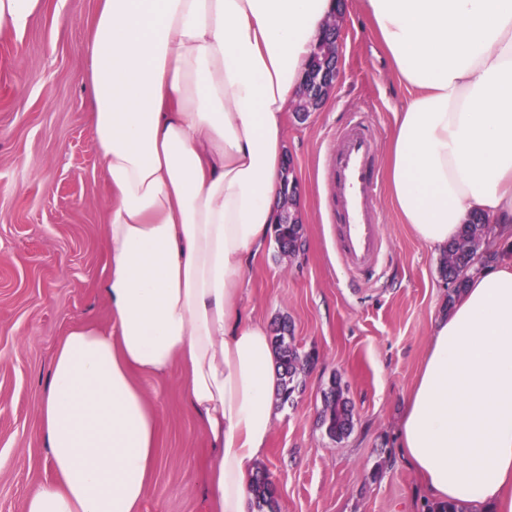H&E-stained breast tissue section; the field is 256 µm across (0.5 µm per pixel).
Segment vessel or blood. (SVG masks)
Returning <instances> with one entry per match:
<instances>
[{
    "label": "vessel or blood",
    "mask_w": 512,
    "mask_h": 512,
    "mask_svg": "<svg viewBox=\"0 0 512 512\" xmlns=\"http://www.w3.org/2000/svg\"><path fill=\"white\" fill-rule=\"evenodd\" d=\"M374 147L369 126L360 123L337 135L332 153L336 175V212L332 221L340 228L342 258L360 272L372 271L384 244L375 202Z\"/></svg>",
    "instance_id": "b4317fda"
}]
</instances>
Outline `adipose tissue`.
Instances as JSON below:
<instances>
[{
  "label": "adipose tissue",
  "instance_id": "adipose-tissue-1",
  "mask_svg": "<svg viewBox=\"0 0 512 512\" xmlns=\"http://www.w3.org/2000/svg\"><path fill=\"white\" fill-rule=\"evenodd\" d=\"M407 91L386 142L402 223L437 254L474 216L512 237V0H354ZM336 0H98L84 75L112 188L111 325L71 326L40 399L53 483L25 512H140L158 413L132 373L181 367L211 512H248L276 354L243 307L278 222L286 115ZM432 499L512 512V263L432 322L398 422Z\"/></svg>",
  "mask_w": 512,
  "mask_h": 512
}]
</instances>
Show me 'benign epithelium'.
<instances>
[{"mask_svg": "<svg viewBox=\"0 0 512 512\" xmlns=\"http://www.w3.org/2000/svg\"><path fill=\"white\" fill-rule=\"evenodd\" d=\"M340 22L341 16L337 13L328 26L332 36L324 40L318 49L320 64L311 71L307 83L302 86L293 104V112L300 116H306L320 109L330 91L335 87L339 75ZM298 195L299 187L292 183L288 192L281 196L279 201L280 217H289L291 223L299 219L298 212L290 211Z\"/></svg>", "mask_w": 512, "mask_h": 512, "instance_id": "obj_1", "label": "benign epithelium"}]
</instances>
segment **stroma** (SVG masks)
Segmentation results:
<instances>
[{
	"label": "stroma",
	"mask_w": 512,
	"mask_h": 512,
	"mask_svg": "<svg viewBox=\"0 0 512 512\" xmlns=\"http://www.w3.org/2000/svg\"><path fill=\"white\" fill-rule=\"evenodd\" d=\"M96 8L97 0H46L37 22L0 30V512H24L29 489L55 479L38 404L59 342L72 324L111 320L102 293L111 191L91 147L94 108L80 80ZM342 13L340 80L319 111L288 121L306 249L288 257L267 244L246 273L252 318H288L295 345L317 355L293 403L276 404L256 466L277 486L279 512H427L431 498L400 456L397 423L450 288L439 255L401 223L384 183L378 277L357 279L340 257L329 222L336 136L367 119L383 168L406 97L369 21L349 0ZM133 378L159 416L141 512H210L209 449L185 404L180 368ZM335 381L353 409L352 431L338 442L319 424Z\"/></svg>",
	"instance_id": "stroma-1"
}]
</instances>
